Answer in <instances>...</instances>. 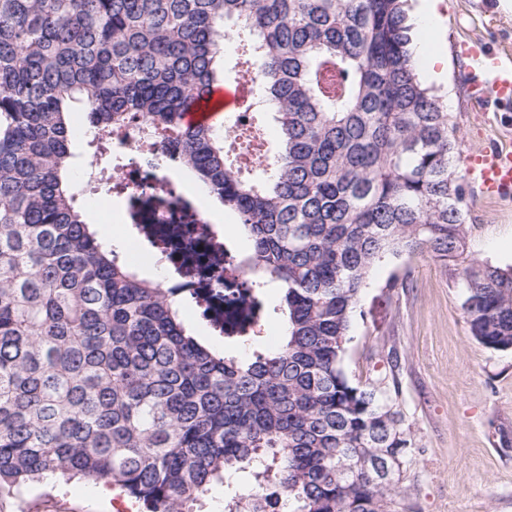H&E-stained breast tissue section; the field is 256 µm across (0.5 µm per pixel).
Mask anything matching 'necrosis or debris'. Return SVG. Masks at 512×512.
<instances>
[{
  "instance_id": "obj_1",
  "label": "necrosis or debris",
  "mask_w": 512,
  "mask_h": 512,
  "mask_svg": "<svg viewBox=\"0 0 512 512\" xmlns=\"http://www.w3.org/2000/svg\"><path fill=\"white\" fill-rule=\"evenodd\" d=\"M251 120V113H235L224 132L244 166L262 154L260 139L251 134ZM112 154L120 163L112 196L127 202L155 190L167 194L166 204L150 212L147 223L136 226L134 234L136 252L165 268L162 287L187 297L206 287H244L248 270L235 254L225 253L224 229L215 217L197 204L192 222H179L188 196L170 175L180 163V154L171 150L165 132L134 118L113 133Z\"/></svg>"
}]
</instances>
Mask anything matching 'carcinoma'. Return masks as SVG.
Masks as SVG:
<instances>
[{
	"mask_svg": "<svg viewBox=\"0 0 512 512\" xmlns=\"http://www.w3.org/2000/svg\"><path fill=\"white\" fill-rule=\"evenodd\" d=\"M407 2L0 0V487L106 479L147 512H201L214 485L224 512H270L272 487L283 512H407L399 378L343 366L366 278L432 257L457 271L471 336L512 350V268L466 259L460 129L412 62ZM227 35L243 111L274 122L251 167L224 116L184 122L226 79ZM132 112L246 229L234 317L283 315L282 341L233 336L241 359L200 340L91 230L67 176L95 167L109 188L104 136Z\"/></svg>",
	"mask_w": 512,
	"mask_h": 512,
	"instance_id": "carcinoma-1",
	"label": "carcinoma"
}]
</instances>
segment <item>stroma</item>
Returning <instances> with one entry per match:
<instances>
[{
  "mask_svg": "<svg viewBox=\"0 0 512 512\" xmlns=\"http://www.w3.org/2000/svg\"><path fill=\"white\" fill-rule=\"evenodd\" d=\"M436 40L422 44L427 85L445 95L461 151L505 137L494 110L472 104L457 42L492 39L512 57V12L500 0H439ZM470 257L512 267V201L468 199ZM407 279V288L393 287ZM349 376L396 372L401 409L414 435L402 487L410 512H512V351H494L469 333L453 270L429 256L384 261L359 294ZM0 512H116L93 482L51 477L1 488Z\"/></svg>",
  "mask_w": 512,
  "mask_h": 512,
  "instance_id": "obj_1",
  "label": "stroma"
}]
</instances>
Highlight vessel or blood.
<instances>
[{"mask_svg":"<svg viewBox=\"0 0 512 512\" xmlns=\"http://www.w3.org/2000/svg\"><path fill=\"white\" fill-rule=\"evenodd\" d=\"M458 55L468 72L466 92L470 101L493 103L502 121L512 120V65L503 64L489 40L475 38L461 41ZM236 90L220 85L212 88L187 112V124H210L217 115L232 111ZM464 178L467 186L478 187L485 198L504 199L512 196V146L494 144L465 156Z\"/></svg>","mask_w":512,"mask_h":512,"instance_id":"obj_1","label":"vessel or blood"}]
</instances>
